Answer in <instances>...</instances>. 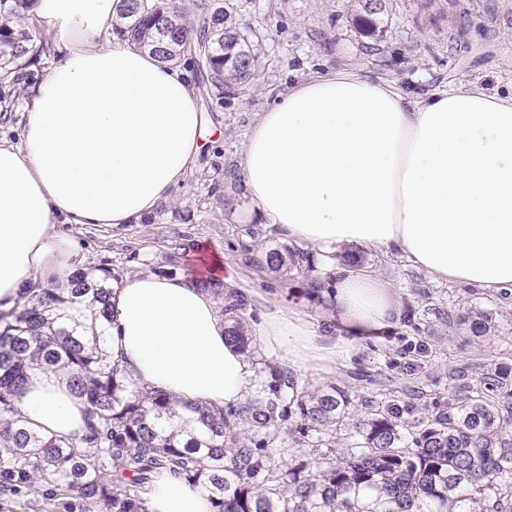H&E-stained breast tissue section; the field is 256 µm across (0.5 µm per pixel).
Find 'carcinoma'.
<instances>
[{"mask_svg": "<svg viewBox=\"0 0 512 512\" xmlns=\"http://www.w3.org/2000/svg\"><path fill=\"white\" fill-rule=\"evenodd\" d=\"M359 26L377 32L382 0H359ZM200 30L183 0H122L113 30L164 63L190 56L198 85L222 98L248 83L258 53L224 7L202 0ZM30 0H0V70L32 52ZM275 272L302 273L307 253L270 249ZM127 271L106 261L0 310V498L18 495L63 512H147L151 475L168 471L201 486L215 512H512V376L500 366L483 387H457L436 413L410 424L393 404L352 423L345 447L327 439L349 415L348 391L301 390L251 348L241 318L247 299L220 281L198 287L222 302L225 333L255 369L247 400L218 412L134 384L106 354V336L86 343L83 311L109 321L112 285ZM66 372L86 405L83 434L59 439L24 425L20 389L38 372ZM293 421L289 429L284 422ZM299 445L284 458L283 433Z\"/></svg>", "mask_w": 512, "mask_h": 512, "instance_id": "obj_1", "label": "carcinoma"}]
</instances>
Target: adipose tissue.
<instances>
[{
	"instance_id": "adipose-tissue-1",
	"label": "adipose tissue",
	"mask_w": 512,
	"mask_h": 512,
	"mask_svg": "<svg viewBox=\"0 0 512 512\" xmlns=\"http://www.w3.org/2000/svg\"><path fill=\"white\" fill-rule=\"evenodd\" d=\"M121 0H32L57 60L37 83L18 142L0 139V309L23 288L83 269L62 224H139L200 156L206 116L190 72L110 35ZM242 180L263 221L322 256L344 246L406 259L439 283L512 288V90L476 82L423 97L337 70L298 80L252 126ZM323 293L350 332L400 315L379 278L335 264ZM105 350L138 384L214 409L242 404L254 368L227 340L219 300L189 278L125 275L112 290ZM251 333L290 368L335 362L339 345L281 302ZM24 423L59 438L84 427L66 378L32 377ZM148 512H211L208 494L155 474Z\"/></svg>"
}]
</instances>
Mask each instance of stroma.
Returning a JSON list of instances; mask_svg holds the SVG:
<instances>
[{"mask_svg":"<svg viewBox=\"0 0 512 512\" xmlns=\"http://www.w3.org/2000/svg\"><path fill=\"white\" fill-rule=\"evenodd\" d=\"M237 22L252 27L260 69L249 87L217 101L200 97L208 117L198 167L148 224H64L88 265L109 261L134 272L187 274L229 281L247 299L244 322L269 302L291 303L316 320L325 340L344 338L335 364L291 371L297 386L336 383L349 389L356 416L394 402L412 418L427 416L449 388L479 386L492 366L512 367V293L431 281L406 259L362 250V270L394 288L401 316L390 328L354 334L322 307L315 273L286 279L243 259L246 225L255 221L241 178L243 146L261 113L291 82L349 69L391 79L418 97L474 80L491 92L512 85V0H385L379 35L363 34L358 0H230ZM27 23L45 44L19 81H0V137L17 140L34 87L57 53L48 23ZM223 253L224 267L210 268ZM481 336H473L474 324Z\"/></svg>","mask_w":512,"mask_h":512,"instance_id":"35a3bbf8","label":"stroma"}]
</instances>
